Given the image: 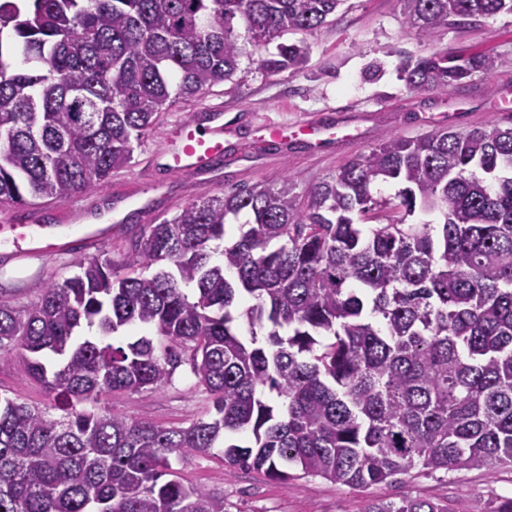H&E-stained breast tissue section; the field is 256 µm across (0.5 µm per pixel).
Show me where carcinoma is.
Here are the masks:
<instances>
[{
    "mask_svg": "<svg viewBox=\"0 0 512 512\" xmlns=\"http://www.w3.org/2000/svg\"><path fill=\"white\" fill-rule=\"evenodd\" d=\"M344 2L0 0V204L103 189L164 112L232 80L237 26L276 43L261 70L295 73L307 48L280 38ZM398 3L421 40L512 15V0ZM494 68L432 54L401 78L430 92ZM381 182L400 189L378 199ZM417 211L428 220L405 222ZM370 213L380 223L356 222ZM76 268L28 305L0 295V366L22 362L62 411L0 396V512H229L173 466L215 448L274 482L357 488L512 466V126L390 135L303 195L284 175L193 201L133 252ZM183 366L207 417L84 407ZM369 512L448 506L408 495Z\"/></svg>",
    "mask_w": 512,
    "mask_h": 512,
    "instance_id": "1",
    "label": "carcinoma"
}]
</instances>
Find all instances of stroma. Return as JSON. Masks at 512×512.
Masks as SVG:
<instances>
[{"label": "stroma", "mask_w": 512, "mask_h": 512, "mask_svg": "<svg viewBox=\"0 0 512 512\" xmlns=\"http://www.w3.org/2000/svg\"><path fill=\"white\" fill-rule=\"evenodd\" d=\"M287 39L307 46L304 70L267 74L258 66V51L244 45L232 81L172 107L137 146L131 166L114 172L102 191L82 197L88 208L117 206L120 223H77L62 202L0 209V220L26 225L31 237L25 255L9 235H0V294L22 303L34 301L49 277L72 275L83 257L105 252L116 258L131 252L149 226L173 217L191 201L239 186L275 183L285 175L297 192H304L392 134L414 139L435 128L464 133L512 124L511 15L451 28L424 41L405 28L397 0H346L328 24ZM435 52H485L494 57L495 69L488 75L474 73L445 91L409 90L399 77L400 67ZM215 107L223 108L227 130L220 161L196 172L151 166V154L176 123ZM265 121L287 127V140L261 141L257 126ZM304 123L340 131L341 136L313 149L297 133ZM0 394L42 407L53 403L19 361L0 368ZM98 405L162 425L204 416L211 408L185 367L161 390L111 393ZM181 472L186 481L223 493L231 512H367L372 502L407 494L439 501L450 512H486L490 500L512 497L511 466L439 470L355 488L319 477L273 482L255 471L225 467L215 450L182 465Z\"/></svg>", "instance_id": "stroma-1"}]
</instances>
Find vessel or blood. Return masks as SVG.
I'll return each instance as SVG.
<instances>
[{"label":"vessel or blood","instance_id":"vessel-or-blood-1","mask_svg":"<svg viewBox=\"0 0 512 512\" xmlns=\"http://www.w3.org/2000/svg\"><path fill=\"white\" fill-rule=\"evenodd\" d=\"M207 129L196 122L176 125L167 135L155 157L161 166L172 171H201L224 152V115L213 113Z\"/></svg>","mask_w":512,"mask_h":512}]
</instances>
